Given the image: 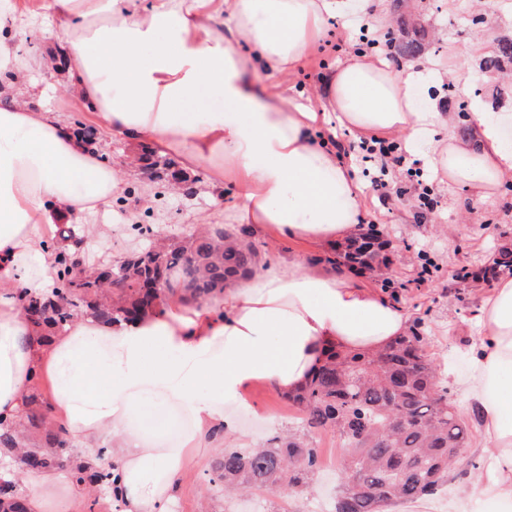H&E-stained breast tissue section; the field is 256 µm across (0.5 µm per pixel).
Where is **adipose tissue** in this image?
Instances as JSON below:
<instances>
[{
	"label": "adipose tissue",
	"mask_w": 512,
	"mask_h": 512,
	"mask_svg": "<svg viewBox=\"0 0 512 512\" xmlns=\"http://www.w3.org/2000/svg\"><path fill=\"white\" fill-rule=\"evenodd\" d=\"M345 8L344 0H44L37 13L8 6L18 26L62 34L69 93L103 135L143 137L184 168L208 167L209 186L231 192L225 220L317 244L355 232L367 212L355 160L329 141L340 127L398 135L443 184L496 202L512 183L504 135L512 119L417 106V88L436 78L427 63L398 68L382 55H353L307 96L254 83L263 69L284 84ZM43 63L0 39V417L22 420L33 387L50 386L58 425L87 456L103 455L122 472L124 512H169L189 449L224 422L213 400L240 396L258 379L296 391L331 354L388 346L409 316L357 280L271 264L208 304L171 299L135 323L79 317L31 343L20 292L54 285L46 228L110 211L123 184L60 112L41 105L34 75ZM203 90L222 97L225 111H192ZM477 317L467 387L493 454L472 492L512 512V278L483 295ZM154 385L190 407L185 447L154 448L130 429L146 411L136 390ZM202 386L210 400L197 397Z\"/></svg>",
	"instance_id": "1"
}]
</instances>
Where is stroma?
Masks as SVG:
<instances>
[{"instance_id":"1","label":"stroma","mask_w":512,"mask_h":512,"mask_svg":"<svg viewBox=\"0 0 512 512\" xmlns=\"http://www.w3.org/2000/svg\"><path fill=\"white\" fill-rule=\"evenodd\" d=\"M409 0H381L375 21L369 22L368 33H361L364 23L360 0H345L346 17L334 18L321 48L313 50L293 75L299 90H323L325 80L335 63L352 55L366 53L367 39H375V50L391 56L382 41L385 19L398 14L407 30H419L422 38L421 57L430 59L440 78L427 87H419L418 103L436 102L441 111L455 112L481 103L488 112L512 113V74L485 72L482 60L493 55L499 39L512 37V0H496L494 8L482 12L475 0H425L421 14H413ZM484 14L479 26H472L471 16ZM0 35L7 37L16 52L23 56L42 53L46 44L55 42L56 31L39 29L21 31L14 27L9 14L0 11ZM422 163L406 158L393 168L388 187V200H380L372 187H365L363 201L368 221L390 227L392 234L386 254L390 264L384 279L362 275L370 287L392 283L385 295L401 306L411 319L422 320L429 338L428 352L440 366L450 367L448 389L458 410L473 419L468 459L486 465L490 451L482 439V422L475 419L476 408L464 384L471 370V347L478 337L476 315L486 285L467 287L453 279L455 269L483 267L501 247L512 248V192L502 195L493 205L474 203L471 192L463 186L448 188L434 184V209L425 208L416 190L411 170ZM123 190L112 199V229L98 237L94 247L86 249L87 263L114 261L127 256L139 245L134 225L153 224L158 213H165V228L176 235L191 233L184 217L188 212L206 216L214 207L223 206L230 197L225 191L213 196L175 195L170 183L154 185L152 200L142 197L143 175L128 173ZM252 239L260 249L262 261L290 268L293 262L307 263L309 258L327 254V247L306 241L278 237L272 232L253 228ZM224 415L233 422V431H221L206 440L195 451L194 465L177 480L174 499L181 512H327L339 484V458L336 441L328 434L315 438L322 470L309 481L307 491L290 494L288 499L254 496L229 500L211 484L210 464L218 448L231 443L241 448L261 446L267 436L286 431L295 412L281 394L263 381L253 382L244 399L223 402ZM475 477L471 468H455L448 485L431 498L434 512H492L480 498H468Z\"/></svg>"}]
</instances>
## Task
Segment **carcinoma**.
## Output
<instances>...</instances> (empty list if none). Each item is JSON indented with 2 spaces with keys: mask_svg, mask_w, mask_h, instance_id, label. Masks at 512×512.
<instances>
[{
  "mask_svg": "<svg viewBox=\"0 0 512 512\" xmlns=\"http://www.w3.org/2000/svg\"><path fill=\"white\" fill-rule=\"evenodd\" d=\"M396 34L384 35L388 47L401 57L421 50L404 22ZM512 62V37L499 40L494 55L483 60L482 70L501 71ZM142 173L151 181L168 177L174 161L152 152L140 155ZM65 239L76 250H57L56 287L22 295L23 314L33 326L36 339L63 331L72 320L94 317L109 323L134 321L142 312L164 302L155 282L167 276L173 292L180 289L195 302L224 296L229 282L252 275L260 251L242 227L235 234L211 226L177 242L164 237L141 236L139 247L122 260L89 266L85 278L73 272L81 257L83 230L68 229ZM387 231L369 224L364 232L332 253L311 258L339 273L375 271L386 264L383 255ZM512 275V250L502 249L480 273L463 266L456 280L479 283L501 274ZM299 416L294 431L273 436L263 448L224 447L211 465L210 482L224 485L227 494L256 492L279 496L288 489L308 485L320 470L319 451L312 433H330L336 442L353 448L351 472L345 474L334 512H384L399 503L437 493L447 482L456 453L469 447L472 424L454 405L448 387L427 353L422 323L410 326L405 335L374 353H343L330 356L299 390L285 396ZM37 396L28 398L22 421L0 419V512H25L9 471L60 468L67 470L80 488L97 484L108 491L113 506L121 503L115 469L102 456L79 458L70 451L62 433L47 430L46 448L18 451L26 442V426H45Z\"/></svg>",
  "mask_w": 512,
  "mask_h": 512,
  "instance_id": "1",
  "label": "carcinoma"
}]
</instances>
